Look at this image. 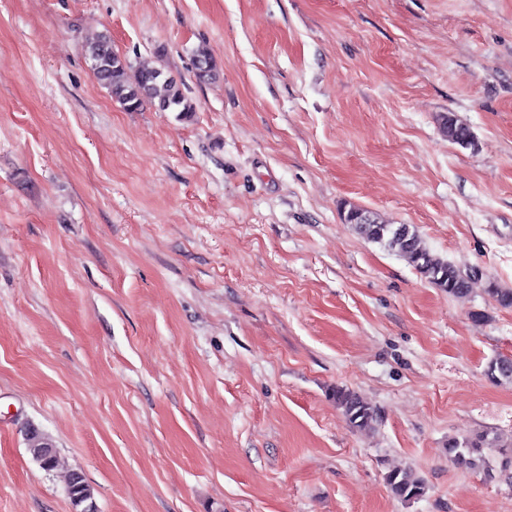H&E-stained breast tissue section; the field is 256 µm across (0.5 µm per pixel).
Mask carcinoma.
<instances>
[{"label": "carcinoma", "instance_id": "1", "mask_svg": "<svg viewBox=\"0 0 512 512\" xmlns=\"http://www.w3.org/2000/svg\"><path fill=\"white\" fill-rule=\"evenodd\" d=\"M84 50L99 84L125 109L136 111L150 104L161 111L178 112L184 116L195 111L194 104L186 97L181 84L175 78L165 73L161 67H133L114 50L109 33L101 32L87 38ZM195 69L197 78L201 81H210L217 76L216 63L203 47L196 50ZM439 125L449 141L461 146L472 144L473 135L469 127L453 114H441ZM343 220L366 240L397 252L430 284L454 298H466L470 293L471 283L483 276V272L477 267L463 269L432 253L424 246L418 231L411 224H389L381 220L378 214L356 206L344 209ZM486 292L499 306L512 308V288H504L497 282L490 281ZM485 375L494 383H511L512 358L500 356L492 359L485 369ZM333 397L353 429L365 431L378 425L379 410L366 403L353 390L338 387ZM51 445V437L39 429L33 430L26 437L28 454L46 471H55L59 467L58 455L45 460V450ZM486 448L498 449V471L505 478L512 479V444L502 445L498 438L486 433L462 441L455 438L449 440L448 458L463 468H479L486 464ZM385 481L390 492L401 500L418 498L426 490L424 479L412 468L392 470L386 475ZM65 483L73 512H82L84 506L94 503L93 489L79 472H67Z\"/></svg>", "mask_w": 512, "mask_h": 512}]
</instances>
